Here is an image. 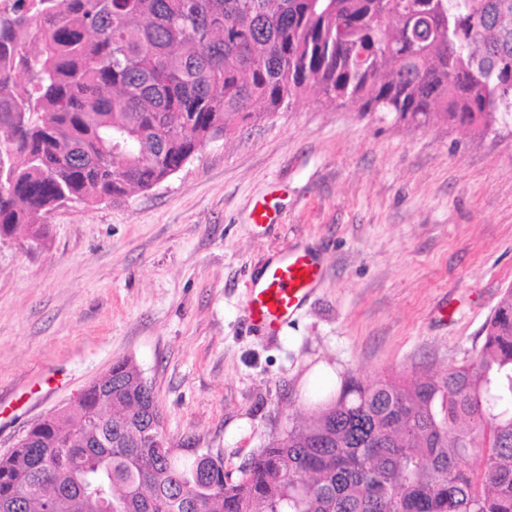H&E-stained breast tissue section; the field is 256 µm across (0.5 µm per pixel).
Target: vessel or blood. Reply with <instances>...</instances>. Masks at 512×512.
<instances>
[{"instance_id":"1","label":"vessel or blood","mask_w":512,"mask_h":512,"mask_svg":"<svg viewBox=\"0 0 512 512\" xmlns=\"http://www.w3.org/2000/svg\"><path fill=\"white\" fill-rule=\"evenodd\" d=\"M323 276L316 256L286 249L262 268L249 300V319L258 330L273 332L294 316Z\"/></svg>"}]
</instances>
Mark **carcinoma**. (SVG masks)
I'll use <instances>...</instances> for the list:
<instances>
[{
	"label": "carcinoma",
	"mask_w": 512,
	"mask_h": 512,
	"mask_svg": "<svg viewBox=\"0 0 512 512\" xmlns=\"http://www.w3.org/2000/svg\"><path fill=\"white\" fill-rule=\"evenodd\" d=\"M314 94L480 133L512 124V0H13L0 12V239L181 170ZM476 356L348 379L251 455L190 463L112 363L0 456V512H512V288ZM112 396V411L104 397Z\"/></svg>",
	"instance_id": "cac0c4a2"
}]
</instances>
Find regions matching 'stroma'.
Returning <instances> with one entry per match:
<instances>
[{"instance_id": "1", "label": "stroma", "mask_w": 512, "mask_h": 512, "mask_svg": "<svg viewBox=\"0 0 512 512\" xmlns=\"http://www.w3.org/2000/svg\"><path fill=\"white\" fill-rule=\"evenodd\" d=\"M264 206L278 223H255ZM45 222L39 249L0 242V454L129 358L179 456L218 451L234 473L344 378L441 373L479 349L512 287V125L306 95L148 191ZM286 247L324 274L268 336L245 309Z\"/></svg>"}]
</instances>
